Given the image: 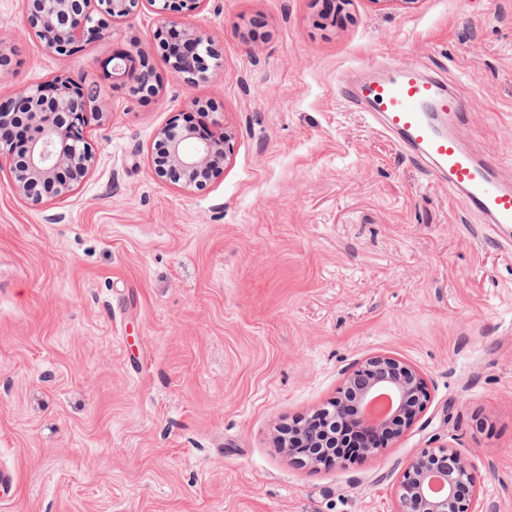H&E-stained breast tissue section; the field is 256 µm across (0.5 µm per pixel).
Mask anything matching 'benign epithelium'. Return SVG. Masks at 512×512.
I'll use <instances>...</instances> for the list:
<instances>
[{
	"instance_id": "1",
	"label": "benign epithelium",
	"mask_w": 512,
	"mask_h": 512,
	"mask_svg": "<svg viewBox=\"0 0 512 512\" xmlns=\"http://www.w3.org/2000/svg\"><path fill=\"white\" fill-rule=\"evenodd\" d=\"M162 13H188L200 0H27L26 22L43 36L47 50L70 55L85 38H107L109 21L131 15L139 3ZM175 44L167 55L172 74L194 82L210 69L212 40L191 26H162L153 39ZM106 111L99 93L60 74L23 91L0 98V158L9 159L13 188L33 204L72 191L94 166L95 147L84 135L87 111ZM199 136L173 118L158 129L151 163L157 177L173 170L211 180L219 175L233 150L235 135L224 124ZM429 394L421 374L386 354L367 357L343 380L339 395L327 406L276 441L284 454L302 448L305 464L343 463L333 452L336 427L350 408L358 409L362 428L390 437L410 428L426 409ZM395 512H483L477 475L467 456L446 445L421 448L409 459L399 486Z\"/></svg>"
}]
</instances>
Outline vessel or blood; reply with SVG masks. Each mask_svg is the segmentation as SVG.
I'll return each mask as SVG.
<instances>
[{
	"label": "vessel or blood",
	"instance_id": "1",
	"mask_svg": "<svg viewBox=\"0 0 512 512\" xmlns=\"http://www.w3.org/2000/svg\"><path fill=\"white\" fill-rule=\"evenodd\" d=\"M344 97L384 133L428 158L468 212L512 230V181L463 144L455 128L467 119L464 103L441 80L397 66Z\"/></svg>",
	"mask_w": 512,
	"mask_h": 512
}]
</instances>
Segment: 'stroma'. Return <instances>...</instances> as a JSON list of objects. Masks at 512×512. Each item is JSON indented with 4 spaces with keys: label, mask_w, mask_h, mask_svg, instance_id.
<instances>
[{
    "label": "stroma",
    "mask_w": 512,
    "mask_h": 512,
    "mask_svg": "<svg viewBox=\"0 0 512 512\" xmlns=\"http://www.w3.org/2000/svg\"><path fill=\"white\" fill-rule=\"evenodd\" d=\"M0 0V96L65 73L109 104L67 195L34 205L0 160V512H395L420 448L465 453L512 512V243L339 88L404 65L464 98L465 144L512 176V0H202L142 4L78 54L48 51ZM189 24L219 60L193 85L153 41ZM138 48L156 92L113 54ZM236 138L185 188L151 165L188 100ZM386 353L424 377L418 420L377 453L308 469L277 426Z\"/></svg>",
    "instance_id": "stroma-1"
}]
</instances>
